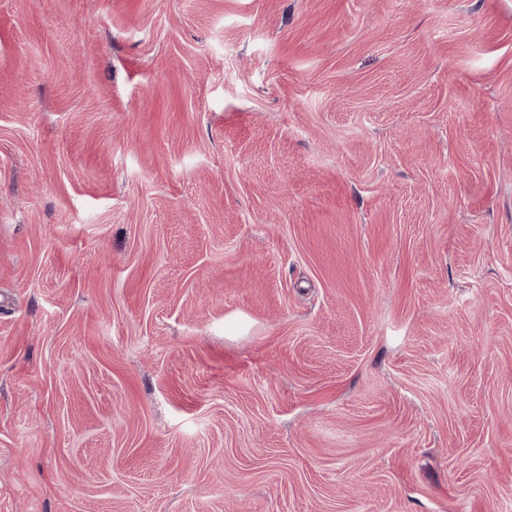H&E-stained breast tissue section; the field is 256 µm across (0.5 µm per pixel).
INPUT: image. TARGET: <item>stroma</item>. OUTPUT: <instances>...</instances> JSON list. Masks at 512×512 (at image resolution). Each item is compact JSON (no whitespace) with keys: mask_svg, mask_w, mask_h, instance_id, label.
<instances>
[{"mask_svg":"<svg viewBox=\"0 0 512 512\" xmlns=\"http://www.w3.org/2000/svg\"><path fill=\"white\" fill-rule=\"evenodd\" d=\"M0 512H512V0H0Z\"/></svg>","mask_w":512,"mask_h":512,"instance_id":"1","label":"stroma"}]
</instances>
